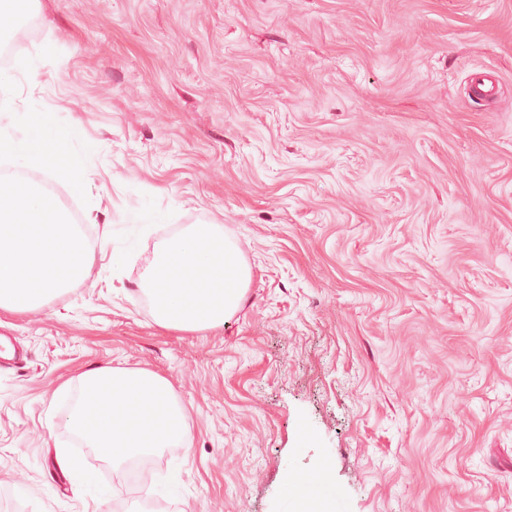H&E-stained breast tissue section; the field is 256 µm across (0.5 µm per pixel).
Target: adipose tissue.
Listing matches in <instances>:
<instances>
[{
    "mask_svg": "<svg viewBox=\"0 0 512 512\" xmlns=\"http://www.w3.org/2000/svg\"><path fill=\"white\" fill-rule=\"evenodd\" d=\"M75 130L38 112L0 126V157L83 192ZM95 260L85 236L41 185L0 177V311H35L73 286ZM251 269L223 226L196 224L159 240L138 286L155 323L176 332L209 331L236 314ZM71 431L121 463L158 448L189 444L183 407L167 378L146 367L104 365L82 372Z\"/></svg>",
    "mask_w": 512,
    "mask_h": 512,
    "instance_id": "ef3b65f1",
    "label": "adipose tissue"
}]
</instances>
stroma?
Segmentation results:
<instances>
[{"label": "stroma", "instance_id": "stroma-1", "mask_svg": "<svg viewBox=\"0 0 512 512\" xmlns=\"http://www.w3.org/2000/svg\"><path fill=\"white\" fill-rule=\"evenodd\" d=\"M0 39L14 111L78 128L86 195L51 193L122 258L0 312L28 353L0 370V512H286L293 476L345 512H512V0H35ZM193 224L252 282L167 331L142 258ZM100 365L185 409L144 485L68 426ZM61 464L63 469L71 476L75 484L90 486L96 483L95 473L87 468L81 458H63L61 460Z\"/></svg>", "mask_w": 512, "mask_h": 512}]
</instances>
